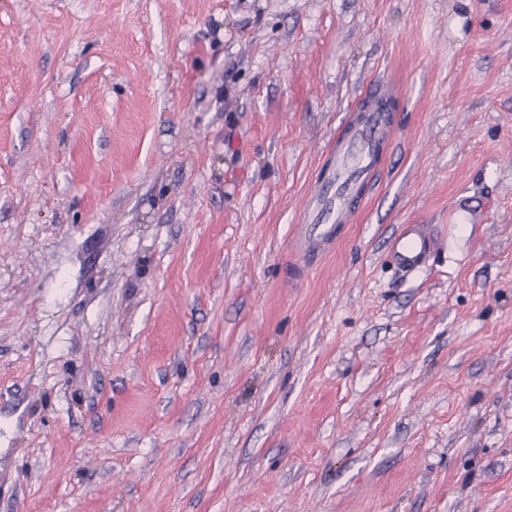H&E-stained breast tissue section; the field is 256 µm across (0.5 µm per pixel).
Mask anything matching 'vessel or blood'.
<instances>
[{
  "instance_id": "b4317fda",
  "label": "vessel or blood",
  "mask_w": 512,
  "mask_h": 512,
  "mask_svg": "<svg viewBox=\"0 0 512 512\" xmlns=\"http://www.w3.org/2000/svg\"><path fill=\"white\" fill-rule=\"evenodd\" d=\"M390 109L389 88L382 84L366 108L348 115L331 147L327 172L316 180L306 201L304 230L295 242L300 262L316 258L337 239L341 227L351 222L356 201L367 195L393 138ZM433 247V236L422 224L402 225L389 244L394 264L406 277L425 267Z\"/></svg>"
}]
</instances>
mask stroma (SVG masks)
Wrapping results in <instances>:
<instances>
[{
    "instance_id": "stroma-1",
    "label": "stroma",
    "mask_w": 512,
    "mask_h": 512,
    "mask_svg": "<svg viewBox=\"0 0 512 512\" xmlns=\"http://www.w3.org/2000/svg\"><path fill=\"white\" fill-rule=\"evenodd\" d=\"M0 512H512V0H0ZM377 87V95L366 108L348 115L344 130L332 144L327 173L310 191L304 231L295 242L300 263L316 258L339 239V230L351 222L373 176L382 168L393 131L386 115L391 111L389 86L381 83ZM433 247V236L424 224H403L389 244L394 264L406 277L415 275L426 266Z\"/></svg>"
}]
</instances>
